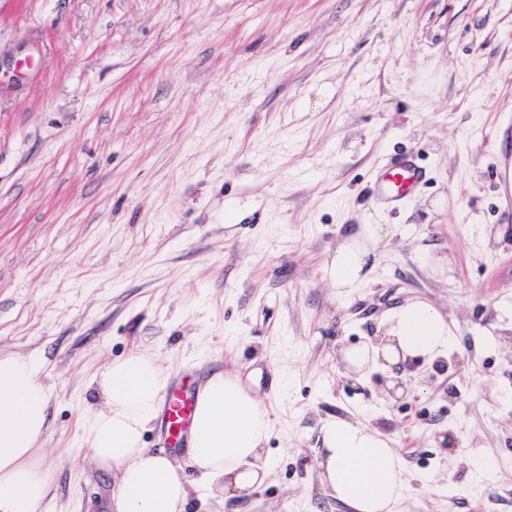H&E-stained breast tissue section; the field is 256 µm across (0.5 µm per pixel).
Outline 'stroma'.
Wrapping results in <instances>:
<instances>
[{
  "label": "stroma",
  "instance_id": "1",
  "mask_svg": "<svg viewBox=\"0 0 512 512\" xmlns=\"http://www.w3.org/2000/svg\"><path fill=\"white\" fill-rule=\"evenodd\" d=\"M404 154L427 180L392 209ZM365 222L393 234L342 297L323 267ZM410 300L455 347L352 374ZM507 302L512 0H0V351L44 359L55 512H115L83 423L138 351L266 404L272 473L224 512H351L335 417L389 436L402 512H512ZM423 180V170L413 159L405 157L377 172L373 194L382 203L397 204L411 196Z\"/></svg>",
  "mask_w": 512,
  "mask_h": 512
}]
</instances>
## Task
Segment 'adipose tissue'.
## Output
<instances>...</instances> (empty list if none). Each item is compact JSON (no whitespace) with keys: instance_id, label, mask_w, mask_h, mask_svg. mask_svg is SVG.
Returning a JSON list of instances; mask_svg holds the SVG:
<instances>
[{"instance_id":"obj_1","label":"adipose tissue","mask_w":512,"mask_h":512,"mask_svg":"<svg viewBox=\"0 0 512 512\" xmlns=\"http://www.w3.org/2000/svg\"><path fill=\"white\" fill-rule=\"evenodd\" d=\"M392 233L385 224L359 225L327 260L337 289H353L375 248ZM376 345L348 351L357 369L369 362L447 354L455 335L434 305L412 301L389 316ZM104 406L87 420L86 450L98 468L115 474L116 512H187L200 500L244 497L271 473L264 444L272 431L267 407L235 377L213 373L201 386L187 453L201 482L190 487L170 456L146 448L143 434L156 417L168 374L149 354L109 363L95 380ZM51 389L37 354L0 353V512H45L54 470L42 456L52 421ZM318 467L333 496L353 512H398L409 490L408 470L388 438L357 420L335 418L322 428Z\"/></svg>"}]
</instances>
